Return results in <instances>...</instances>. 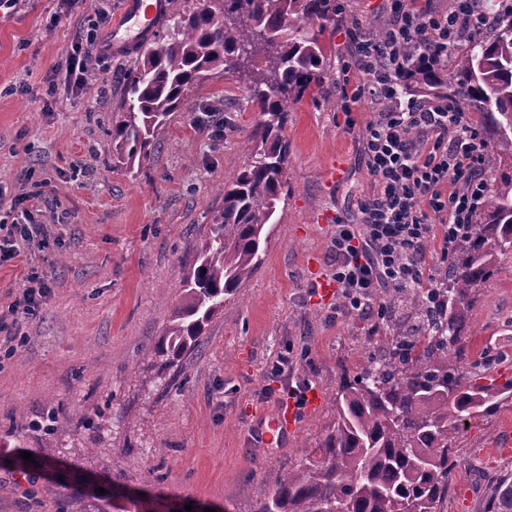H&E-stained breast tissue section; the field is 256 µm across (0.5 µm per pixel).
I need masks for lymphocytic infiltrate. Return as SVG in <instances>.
Instances as JSON below:
<instances>
[{"label": "lymphocytic infiltrate", "instance_id": "obj_1", "mask_svg": "<svg viewBox=\"0 0 512 512\" xmlns=\"http://www.w3.org/2000/svg\"><path fill=\"white\" fill-rule=\"evenodd\" d=\"M482 0H455L439 11L419 0H394V20L382 42L359 40L354 61L339 76L344 112L370 97L386 106L360 136L373 179L356 201L359 224L337 222L332 240L333 280L353 311H371L382 292L435 289L438 268L427 260L430 243L441 258L455 250L472 216L485 203V144L445 99L401 102L399 75L412 58L445 62L462 38L483 28ZM40 209L22 213L7 228L0 253L12 258L21 245L48 247Z\"/></svg>", "mask_w": 512, "mask_h": 512}]
</instances>
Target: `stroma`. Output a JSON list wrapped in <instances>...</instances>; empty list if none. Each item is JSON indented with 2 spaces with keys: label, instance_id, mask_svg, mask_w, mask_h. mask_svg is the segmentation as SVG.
<instances>
[{
  "label": "stroma",
  "instance_id": "obj_1",
  "mask_svg": "<svg viewBox=\"0 0 512 512\" xmlns=\"http://www.w3.org/2000/svg\"><path fill=\"white\" fill-rule=\"evenodd\" d=\"M324 35L329 78L288 114V194L280 203L263 264L229 297L200 347L159 374L143 358L182 292L184 266L224 207L222 187L244 165L258 114L239 79L202 76L190 109L173 113L133 170L103 150L120 118L140 49L95 57L78 93L62 90L65 58L85 22L60 0H17L0 13V185L32 196L50 234L0 263V306L28 276L50 290L16 335H0V512H97L116 491L142 492L148 512H253L288 470L316 448L333 420L329 399L384 338L409 320L361 314L341 297L322 301L311 283L330 277L337 219L372 178L358 149L381 101L341 110L340 71L356 36L384 33L393 0H340ZM58 85L47 101L48 85ZM201 103L220 112L206 115ZM357 130L345 133L347 119ZM344 171L328 183L332 160ZM468 359L512 377V254L478 291L466 329ZM304 350L294 380H309L325 403L299 412L296 431L265 445L259 426L277 408L263 400L268 368L287 347ZM55 412L54 438L31 428ZM512 429V405L473 419L453 441L456 459L445 512H477L491 478L512 469L498 445ZM53 446L46 460L42 450ZM30 459H23V452Z\"/></svg>",
  "mask_w": 512,
  "mask_h": 512
}]
</instances>
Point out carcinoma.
<instances>
[{
  "label": "carcinoma",
  "mask_w": 512,
  "mask_h": 512,
  "mask_svg": "<svg viewBox=\"0 0 512 512\" xmlns=\"http://www.w3.org/2000/svg\"><path fill=\"white\" fill-rule=\"evenodd\" d=\"M170 0L172 30L150 40L129 74L112 159L131 168L147 158L157 129L182 110L206 72L239 75L259 112L255 146L224 185L161 336L144 352L162 374L196 349L205 327L263 263L268 226L286 187L288 112L323 83L320 35L336 22L337 0ZM429 97H452L482 116L477 129L512 162V7L494 14L492 34L470 42L446 80L414 59L402 76ZM512 251V175L503 173L458 241L432 306L417 290L392 295L390 310L414 318L381 358L371 359L330 400L335 415L318 448L253 512H443L455 462L450 435L463 422L512 404V378L480 384L490 367L465 361L476 288L501 271ZM478 512H512V470L488 482Z\"/></svg>",
  "instance_id": "cac0c4a2"
}]
</instances>
